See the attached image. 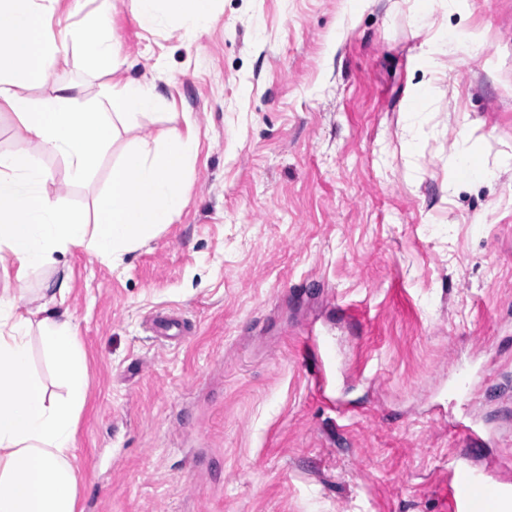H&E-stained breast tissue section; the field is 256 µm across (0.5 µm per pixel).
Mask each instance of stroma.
<instances>
[{
  "label": "stroma",
  "mask_w": 512,
  "mask_h": 512,
  "mask_svg": "<svg viewBox=\"0 0 512 512\" xmlns=\"http://www.w3.org/2000/svg\"><path fill=\"white\" fill-rule=\"evenodd\" d=\"M108 8L159 112L91 181L42 155L45 192L90 220L131 141L191 124L198 147L186 208L147 245L0 269L29 299L68 286L77 512H448L453 468L512 483V0H213L202 31ZM443 29L477 46L435 79L420 47ZM59 82L108 79L73 52L40 94ZM170 311L180 335H156ZM328 337L318 384L305 342Z\"/></svg>",
  "instance_id": "35a3bbf8"
}]
</instances>
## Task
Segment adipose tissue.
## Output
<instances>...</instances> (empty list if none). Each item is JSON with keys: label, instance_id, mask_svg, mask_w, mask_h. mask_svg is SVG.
I'll list each match as a JSON object with an SVG mask.
<instances>
[{"label": "adipose tissue", "instance_id": "obj_1", "mask_svg": "<svg viewBox=\"0 0 512 512\" xmlns=\"http://www.w3.org/2000/svg\"><path fill=\"white\" fill-rule=\"evenodd\" d=\"M57 2L0 0V42L8 46L0 52V111L13 114L22 129L18 145L0 152V265H13L20 283L74 247L117 259L144 245L186 207L178 176L196 152L191 128L128 147L96 200L93 235L80 213L44 192L37 153L61 155L72 181H88L120 126L151 115L160 103L153 82L120 77V45L108 33L107 5L55 34L45 19ZM130 9L147 26L174 13L185 14L196 29L212 19L209 0H130ZM75 48L88 72L112 76L107 97L71 83L48 96L29 94ZM21 301L0 290V512H76L71 457L87 399L85 355L69 320L58 319L48 304L25 309ZM36 324L44 328L43 353L61 393L48 392L31 371L29 334Z\"/></svg>", "mask_w": 512, "mask_h": 512}]
</instances>
